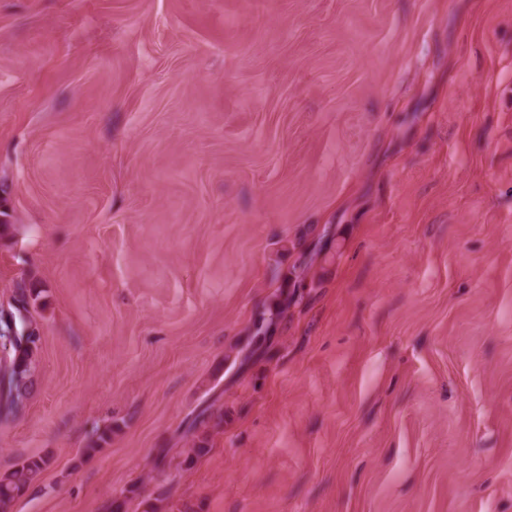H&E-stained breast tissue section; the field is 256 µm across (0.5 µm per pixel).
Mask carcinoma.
<instances>
[{
  "label": "carcinoma",
  "mask_w": 512,
  "mask_h": 512,
  "mask_svg": "<svg viewBox=\"0 0 512 512\" xmlns=\"http://www.w3.org/2000/svg\"><path fill=\"white\" fill-rule=\"evenodd\" d=\"M34 289L20 288L14 302L0 309V422L14 420L26 407L34 384L37 355L41 345L40 328L29 310V299ZM288 309V302L277 304L261 312L254 322L248 349L239 351L236 359L240 364L251 361L267 344L268 328L278 321ZM224 424V413L213 410V405L200 409L185 422L182 437L190 440L191 446L180 451L183 459L176 470H187L199 458L209 452L207 429H217ZM174 449L155 448L152 450L151 474L134 483L121 498L107 506L109 512H129L132 501L139 499L143 504L155 500L162 502L170 496L176 476L167 471L174 459ZM51 458L32 456L18 462L14 468L0 475V512H10L13 502L33 488L42 473L50 465ZM165 477L166 485L156 494L147 492L150 482Z\"/></svg>",
  "instance_id": "cac0c4a2"
}]
</instances>
